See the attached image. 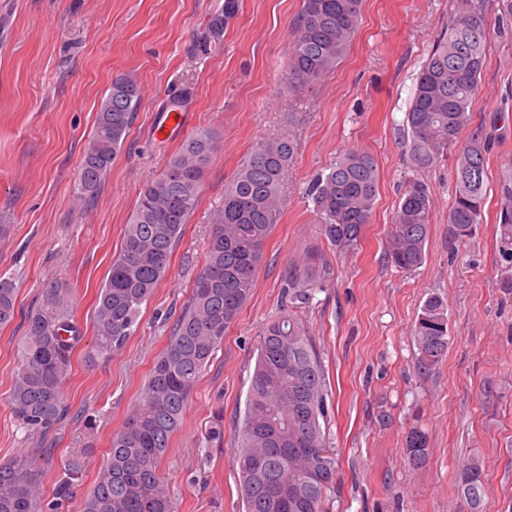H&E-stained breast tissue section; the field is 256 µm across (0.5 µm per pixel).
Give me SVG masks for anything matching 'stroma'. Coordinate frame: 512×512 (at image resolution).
I'll return each mask as SVG.
<instances>
[{"mask_svg": "<svg viewBox=\"0 0 512 512\" xmlns=\"http://www.w3.org/2000/svg\"><path fill=\"white\" fill-rule=\"evenodd\" d=\"M453 0H363L351 45L319 84L282 93L290 22L300 0H239L216 43L203 44L224 0H0V275L18 288L15 318L0 328V463L47 445L56 462L81 459L62 512L82 502L110 440L139 397L207 258L224 189L260 142L289 136L297 149L280 219L263 248L252 296L202 373L162 459L176 512H245L236 458L260 333L291 312L316 343L328 376L327 432L337 479L327 512H458L456 475L484 470L491 512H512V290L496 247L501 188L512 185V16L490 17L491 40L473 105L490 141L483 222L458 252L448 248L454 150L423 172L433 195L426 261L413 272L386 260L400 185L410 171L405 116ZM141 100L93 204L74 196L99 105L117 76ZM185 134L156 135L172 100ZM214 134L199 202L170 269L122 350L93 357L94 308L143 184L188 138ZM350 151L371 155L379 194L357 248L337 252L319 235L306 190ZM318 251L325 276L306 303L287 295L289 266ZM75 290L82 336L64 380L67 418L47 440L18 427L7 401L25 319L52 280ZM448 312V353L420 374L411 331L427 300ZM426 433L429 456H405Z\"/></svg>", "mask_w": 512, "mask_h": 512, "instance_id": "35a3bbf8", "label": "stroma"}]
</instances>
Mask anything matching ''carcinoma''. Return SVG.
I'll list each match as a JSON object with an SVG mask.
<instances>
[{
  "label": "carcinoma",
  "mask_w": 512,
  "mask_h": 512,
  "mask_svg": "<svg viewBox=\"0 0 512 512\" xmlns=\"http://www.w3.org/2000/svg\"><path fill=\"white\" fill-rule=\"evenodd\" d=\"M363 0H301L292 21V49L285 86L294 93L321 82L347 51L357 29ZM484 0H456L416 81L406 115L407 159L411 171L433 167L444 150H456L455 186L448 210V249L471 239L483 221L488 193V145L480 126L467 139L472 107L486 60L490 35ZM238 0H225L204 40H218ZM140 102L130 76H118L97 112L95 129L80 164L76 199L91 203L123 144ZM215 146L207 131L196 134L167 161L159 178L146 183L127 224L119 254L97 293L93 351L121 350L138 322L141 307L168 273L184 225L198 203L208 157ZM295 153L291 139L258 144L224 189L208 257L191 294L173 322L167 346L121 428L112 433L109 457L86 495L83 512H176L159 465L180 428L190 395L224 335L251 297L263 247L277 224L284 185ZM380 175L366 153L343 154L310 186L308 197L321 236L336 251L357 244L379 191ZM497 225V247L512 263V188ZM433 199L428 184L404 181L393 217L387 259L402 271L426 260ZM294 299L309 296L321 282L316 255L307 253L286 275ZM73 288L63 281L45 286L29 313L8 408L32 435L46 438L68 414L63 391L75 345L81 340L73 319ZM17 288L0 276V326L15 316ZM416 366L436 370L448 352V315L443 301L429 297L413 327ZM327 382L319 352L294 316L269 323L260 336L255 371L239 428L237 464L245 512H325L336 482L333 449L326 437ZM51 448H34L0 463V512H55L69 499L81 463L61 468L56 500L41 492L53 466ZM295 489L301 506L289 503Z\"/></svg>",
  "instance_id": "cac0c4a2"
}]
</instances>
